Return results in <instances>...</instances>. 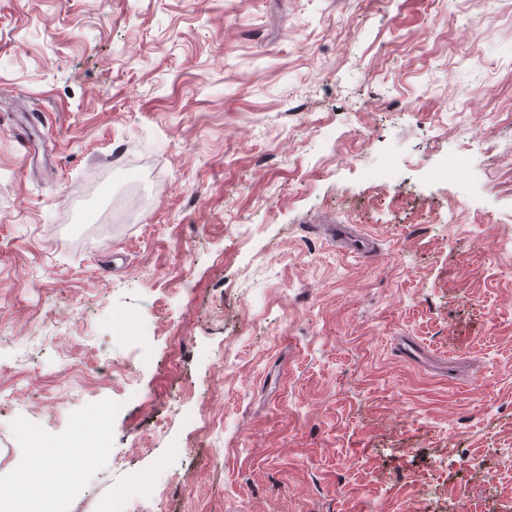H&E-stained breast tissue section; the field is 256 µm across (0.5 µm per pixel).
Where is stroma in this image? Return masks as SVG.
Here are the masks:
<instances>
[{"instance_id":"1","label":"stroma","mask_w":512,"mask_h":512,"mask_svg":"<svg viewBox=\"0 0 512 512\" xmlns=\"http://www.w3.org/2000/svg\"><path fill=\"white\" fill-rule=\"evenodd\" d=\"M100 410L62 512L512 504V0H0V483Z\"/></svg>"}]
</instances>
